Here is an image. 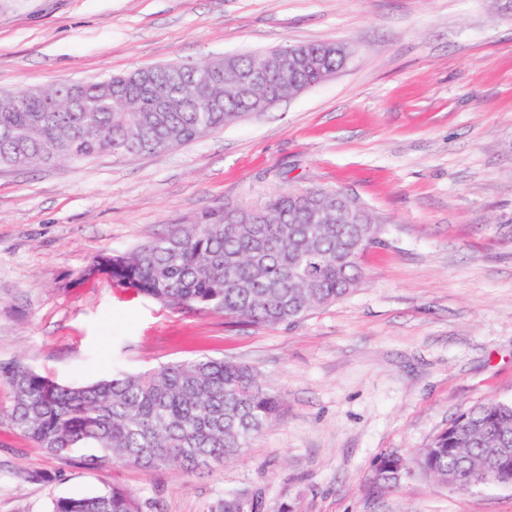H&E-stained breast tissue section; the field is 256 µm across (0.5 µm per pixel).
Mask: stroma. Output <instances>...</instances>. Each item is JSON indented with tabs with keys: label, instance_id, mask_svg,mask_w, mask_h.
I'll use <instances>...</instances> for the list:
<instances>
[{
	"label": "stroma",
	"instance_id": "35a3bbf8",
	"mask_svg": "<svg viewBox=\"0 0 512 512\" xmlns=\"http://www.w3.org/2000/svg\"><path fill=\"white\" fill-rule=\"evenodd\" d=\"M312 42L350 59L202 139L133 157L0 169V362L68 385L203 356L254 369L273 424L197 472L92 468L23 437L0 382V512L112 486L148 512H512V488L377 458L512 403V0H0V93ZM340 189L380 224L349 295L290 324L170 308L100 257L281 191Z\"/></svg>",
	"mask_w": 512,
	"mask_h": 512
}]
</instances>
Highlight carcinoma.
Returning <instances> with one entry per match:
<instances>
[{"instance_id": "cac0c4a2", "label": "carcinoma", "mask_w": 512, "mask_h": 512, "mask_svg": "<svg viewBox=\"0 0 512 512\" xmlns=\"http://www.w3.org/2000/svg\"><path fill=\"white\" fill-rule=\"evenodd\" d=\"M298 55L342 66L346 48L294 44ZM320 83L314 67L291 68L266 81L282 94ZM75 93L79 109L65 97ZM0 108V167L35 168L84 160L105 151L138 156L204 138L250 109L224 78V60L184 64L178 70L139 68L94 82L4 94ZM327 198L318 188L270 197L250 224H230L238 207L203 211L192 224L128 253H116L110 276L167 305L192 307L247 324L290 323L357 287L360 260L343 257L362 239L378 242L379 225L315 223ZM11 390L7 416L23 436L52 455L88 450L86 464L116 460L150 471H193L238 455L276 419L281 396L254 370L204 357L140 373H118L87 385H63L20 362L0 363ZM506 448L512 456V404L485 402L457 416L431 444L390 452L374 467L382 490L413 473L443 484L469 479L495 483L490 463ZM147 504L115 486L58 498L48 512H144Z\"/></svg>"}]
</instances>
